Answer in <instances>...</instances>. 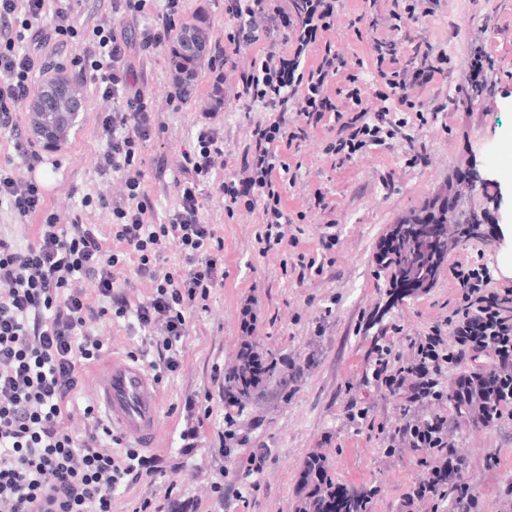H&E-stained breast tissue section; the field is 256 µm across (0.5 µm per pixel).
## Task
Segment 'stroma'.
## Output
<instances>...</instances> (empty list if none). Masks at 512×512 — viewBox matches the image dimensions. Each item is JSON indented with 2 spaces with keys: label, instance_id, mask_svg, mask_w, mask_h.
<instances>
[{
  "label": "stroma",
  "instance_id": "1",
  "mask_svg": "<svg viewBox=\"0 0 512 512\" xmlns=\"http://www.w3.org/2000/svg\"><path fill=\"white\" fill-rule=\"evenodd\" d=\"M155 6V11L133 18L113 14L112 0H70L73 34L45 49L47 71L38 75V83L62 70L78 75L92 29L100 21L135 32L155 23L163 0H156ZM411 34L442 45L455 63L466 55L471 37H480L495 61L500 97L491 105H478L469 116L441 112L422 126L409 119V129L431 158L427 166L413 164L396 139L391 147L371 150L335 167L333 157L325 153L330 135L323 127L299 150L289 151L288 161L298 169L296 181L284 183L281 191L289 213L302 210L307 197L322 191L339 238L330 255L331 267L302 284L295 274L284 273L280 257L260 254L254 242L257 213L243 208L227 213L212 187L204 188V220L221 225L224 236V285L189 313L182 369L159 384L163 420L155 453L166 459L169 469L153 481L129 486L113 502L112 512H139L143 502L162 503L168 493L195 500L200 512H296L299 475L313 453L325 457L337 482H349L351 476L364 472L379 489L372 512H393L398 485L415 474L414 452L406 448L401 459H387L376 432L352 436L342 413L345 380L350 367L364 362L385 329L399 325L413 334L424 318L443 313L448 275L440 273L430 292L390 309L386 280L373 262V252L391 224L419 209L447 182L449 172L465 163L490 186L463 196L464 205L481 208L493 201L502 214L512 213V169L498 163L502 157L512 161V0H441L435 16L413 25ZM168 56V50L162 49L132 58L139 85L156 110L158 131L143 146L139 159L155 224L163 222L175 202L177 166L183 154L194 149V128L214 83L224 87V108L217 120L224 130L225 175L239 170L247 130L263 116L260 106L248 109L236 99L239 70L248 65L249 55L236 56L234 65L217 72L203 64L189 98L180 95ZM117 106V101L85 84L78 124L56 148L41 151L43 162L35 176L45 186L48 211L63 221L76 217L90 224L112 221L110 209L85 208L81 201L120 197L119 175L95 166L101 148L97 117ZM251 297L258 316L254 339L262 351L291 356L314 351L319 358L298 392L280 397L275 386H268L265 396L253 399L240 416L242 430L270 452L268 467L255 485L242 475L244 449L220 445L224 406L221 381L215 375L216 368L234 360L237 312ZM94 332L107 355L156 354L143 344L140 329L104 318L95 323ZM188 401L195 402L198 418V439L192 448L184 447L179 438Z\"/></svg>",
  "mask_w": 512,
  "mask_h": 512
}]
</instances>
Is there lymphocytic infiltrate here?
I'll list each match as a JSON object with an SVG mask.
<instances>
[{"instance_id":"obj_1","label":"lymphocytic infiltrate","mask_w":512,"mask_h":512,"mask_svg":"<svg viewBox=\"0 0 512 512\" xmlns=\"http://www.w3.org/2000/svg\"><path fill=\"white\" fill-rule=\"evenodd\" d=\"M440 0H385L384 13L368 22L372 60L366 71L375 90L364 98L359 74L329 34L336 27L339 0H224L233 26L213 60L228 64L250 50L254 56L239 75L238 98L261 105L265 116L248 130L249 149L241 171L223 177L224 136L206 121L195 132L196 147L184 154L175 179L177 202L164 221L149 223L151 208L137 166L142 145L155 134V111L136 88L132 47L150 54L164 48L182 20L181 0H165L155 25L139 41L108 22L93 29L85 51L90 80L101 96L122 108L100 113L104 147L95 158L101 172L123 175L126 205L113 207L109 231L75 220L61 223L47 213L43 186L31 172L41 164L29 151V177L0 169V204L17 216L42 217L33 242L17 248L0 239V512H112L120 490L163 473L161 457L126 448L87 404L81 433L67 426L74 400L85 385L83 365L101 360L104 344L91 322L108 317L136 323L157 352L148 367L155 378L182 368L187 314L224 285V240L202 219L203 185L213 186L226 212L258 211L255 239L262 255L286 254L299 244L308 213H327L322 191L305 210L290 214L280 184L291 166L282 150L300 147L310 132L327 126L325 152L337 163L352 161L387 141L401 139L414 163L427 149L404 132L397 112L424 114L423 91L451 74L447 51L422 40L404 48L406 22L435 14ZM48 19L32 34L17 33L0 48V131L17 133V112L34 91L38 56L52 37L72 30L68 8L48 10L47 0H0V22L16 13ZM324 49L310 52L316 43ZM494 61L482 46L471 49L454 93L438 111L471 114L475 102L495 97ZM180 246V261L167 267L161 248ZM91 281L83 287L81 278ZM145 283L142 301L130 303L123 287ZM448 312L427 319L415 335L387 329L364 363L351 369L344 415L354 435L377 424L387 457L413 449L415 475L399 491L395 512H512V285L495 279L479 258L456 249L448 265ZM251 304L240 310L242 338L234 364L223 370V445L245 448L246 476L263 473L269 452L250 448L236 428L248 389L269 370L279 390L296 392L316 365L314 354L296 358L259 353L249 335ZM373 387L396 402L397 420L374 422L362 390ZM485 431L492 439L486 469L494 486L468 470L463 435Z\"/></svg>"}]
</instances>
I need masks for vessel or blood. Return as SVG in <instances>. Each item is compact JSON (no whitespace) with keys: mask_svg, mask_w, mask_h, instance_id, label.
Returning <instances> with one entry per match:
<instances>
[{"mask_svg":"<svg viewBox=\"0 0 512 512\" xmlns=\"http://www.w3.org/2000/svg\"><path fill=\"white\" fill-rule=\"evenodd\" d=\"M97 404L114 431L133 447L152 448L162 422L160 390L155 379L130 357L113 359L95 378Z\"/></svg>","mask_w":512,"mask_h":512,"instance_id":"1","label":"vessel or blood"}]
</instances>
